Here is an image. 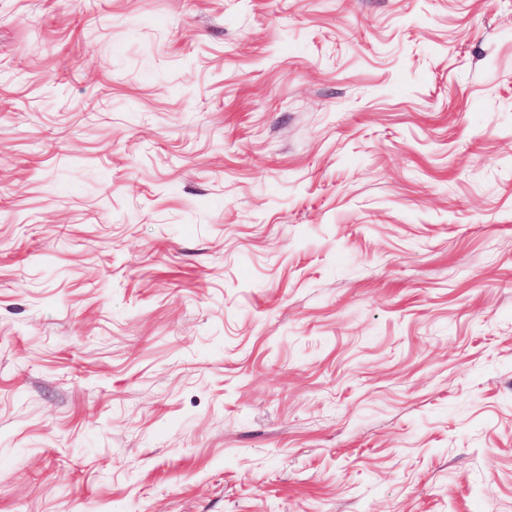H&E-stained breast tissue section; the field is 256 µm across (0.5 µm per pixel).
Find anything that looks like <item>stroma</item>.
<instances>
[{
	"label": "stroma",
	"mask_w": 512,
	"mask_h": 512,
	"mask_svg": "<svg viewBox=\"0 0 512 512\" xmlns=\"http://www.w3.org/2000/svg\"><path fill=\"white\" fill-rule=\"evenodd\" d=\"M0 512H512V0H0Z\"/></svg>",
	"instance_id": "stroma-1"
}]
</instances>
